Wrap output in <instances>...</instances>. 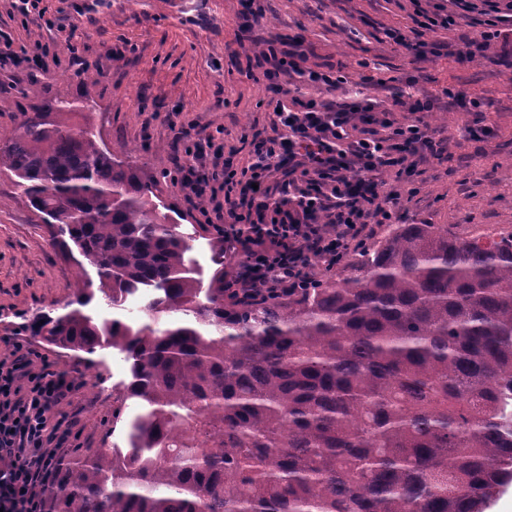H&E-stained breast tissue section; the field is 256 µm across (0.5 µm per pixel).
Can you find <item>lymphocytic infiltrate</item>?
<instances>
[{
  "instance_id": "obj_1",
  "label": "lymphocytic infiltrate",
  "mask_w": 512,
  "mask_h": 512,
  "mask_svg": "<svg viewBox=\"0 0 512 512\" xmlns=\"http://www.w3.org/2000/svg\"><path fill=\"white\" fill-rule=\"evenodd\" d=\"M449 11L415 7L419 29L467 25L462 61H474L490 41L512 32V0H452ZM259 65L274 92L284 81L336 87L329 74L300 64L296 50L262 52ZM430 99L376 101L355 93L343 102L296 97L274 114L275 136L253 138L250 162L234 166L213 136L193 141L176 166L187 200L209 199L206 223L224 228L226 288L241 300L286 294L309 286L313 269L337 267L379 226L398 220L396 181L415 175L436 156V131L423 118ZM407 112L397 122L395 111ZM0 512H43L39 493L57 476L56 450L68 442L70 424L61 404L74 391L68 373L35 363L22 340H0Z\"/></svg>"
}]
</instances>
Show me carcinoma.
Here are the masks:
<instances>
[{"mask_svg": "<svg viewBox=\"0 0 512 512\" xmlns=\"http://www.w3.org/2000/svg\"><path fill=\"white\" fill-rule=\"evenodd\" d=\"M66 90L0 137V169L79 269L54 346L114 349L142 413L51 490L60 512H485L512 482V228L389 224L333 275L230 299ZM101 294L112 316L98 314Z\"/></svg>", "mask_w": 512, "mask_h": 512, "instance_id": "carcinoma-1", "label": "carcinoma"}]
</instances>
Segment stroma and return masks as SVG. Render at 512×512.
<instances>
[{
  "instance_id": "stroma-1",
  "label": "stroma",
  "mask_w": 512,
  "mask_h": 512,
  "mask_svg": "<svg viewBox=\"0 0 512 512\" xmlns=\"http://www.w3.org/2000/svg\"><path fill=\"white\" fill-rule=\"evenodd\" d=\"M41 0L53 19L22 20L11 0H0V36L15 46L54 47L37 77L11 65L0 67V134L9 133L20 112L52 98L60 85L77 103L93 105V120L107 147L135 151L156 177L153 200L171 210L203 271L213 252L199 229L202 203L188 202L175 182V160L183 154L171 123L210 134L225 156L245 164L253 135L273 136L270 93L255 55L276 41L278 49L298 43L309 67L343 76L336 89L301 87L305 96L342 101L357 87L378 94V81L394 91L436 97L427 120L446 142L423 164L413 184H402L408 224L512 226V45L495 40L482 57L458 63L460 30L426 34L448 43L440 56L416 57L396 44L388 30H409L410 0ZM79 53L82 65L71 61ZM451 97H444V90ZM477 99L479 109L460 107L455 97ZM489 127L490 137H474ZM73 259L62 255L39 214L21 194L10 172L0 170V336L29 327L42 312L60 307L72 292ZM35 349L56 368L71 373L78 389L65 412L74 414V448L57 452L59 466L73 465L102 448L127 445L125 420L138 411L123 397L129 364L112 349L73 356L32 337ZM122 407L124 419L113 422Z\"/></svg>"
}]
</instances>
